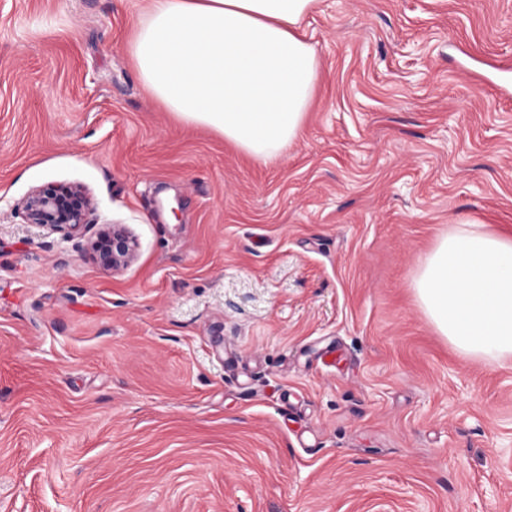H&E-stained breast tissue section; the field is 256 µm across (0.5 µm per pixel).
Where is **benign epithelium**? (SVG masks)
Returning a JSON list of instances; mask_svg holds the SVG:
<instances>
[{"label":"benign epithelium","instance_id":"obj_1","mask_svg":"<svg viewBox=\"0 0 512 512\" xmlns=\"http://www.w3.org/2000/svg\"><path fill=\"white\" fill-rule=\"evenodd\" d=\"M21 210L28 224L72 233L88 223L92 201L78 185H49L29 194ZM93 250L103 267L115 269L133 256L135 242L124 229L114 225L100 233Z\"/></svg>","mask_w":512,"mask_h":512}]
</instances>
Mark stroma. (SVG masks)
Instances as JSON below:
<instances>
[{"label":"stroma","mask_w":512,"mask_h":512,"mask_svg":"<svg viewBox=\"0 0 512 512\" xmlns=\"http://www.w3.org/2000/svg\"><path fill=\"white\" fill-rule=\"evenodd\" d=\"M147 5L0 0V512H512V366L414 285L449 225L512 233V0H317L266 164L140 81ZM47 185L79 232L25 223ZM20 209L27 224L68 233L88 223L92 201L78 185L43 186L22 202ZM93 250L103 267L115 269L133 256L135 242L124 229L113 225L100 233Z\"/></svg>","instance_id":"obj_1"}]
</instances>
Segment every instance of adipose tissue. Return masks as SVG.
Here are the masks:
<instances>
[{
  "mask_svg": "<svg viewBox=\"0 0 512 512\" xmlns=\"http://www.w3.org/2000/svg\"><path fill=\"white\" fill-rule=\"evenodd\" d=\"M316 0H149L128 44L178 119L266 162L295 142L320 76L301 23ZM436 330L468 358L512 363V237L450 225L416 280Z\"/></svg>",
  "mask_w": 512,
  "mask_h": 512,
  "instance_id": "adipose-tissue-1",
  "label": "adipose tissue"
}]
</instances>
